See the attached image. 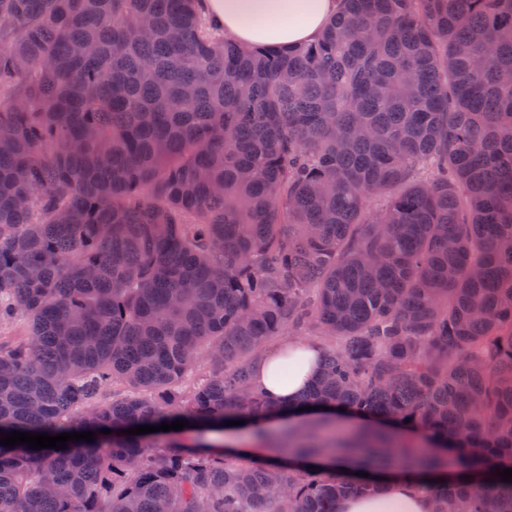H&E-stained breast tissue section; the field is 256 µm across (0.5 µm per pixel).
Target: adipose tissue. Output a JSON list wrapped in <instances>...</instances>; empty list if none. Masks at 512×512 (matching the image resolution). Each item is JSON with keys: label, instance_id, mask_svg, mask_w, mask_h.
<instances>
[{"label": "adipose tissue", "instance_id": "1", "mask_svg": "<svg viewBox=\"0 0 512 512\" xmlns=\"http://www.w3.org/2000/svg\"><path fill=\"white\" fill-rule=\"evenodd\" d=\"M341 7L342 0H202L200 5L225 36L250 47L315 42ZM321 356L317 342H283L258 359L253 380L298 420H315L322 408L302 410L300 398L318 376ZM339 512H433V503L424 480L404 474L385 477L378 490L343 498Z\"/></svg>", "mask_w": 512, "mask_h": 512}]
</instances>
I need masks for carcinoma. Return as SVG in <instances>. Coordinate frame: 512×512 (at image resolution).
Here are the masks:
<instances>
[{
    "instance_id": "obj_1",
    "label": "carcinoma",
    "mask_w": 512,
    "mask_h": 512,
    "mask_svg": "<svg viewBox=\"0 0 512 512\" xmlns=\"http://www.w3.org/2000/svg\"><path fill=\"white\" fill-rule=\"evenodd\" d=\"M196 2L0 0V431L96 433L0 445V512H338L369 484L220 452L280 412L252 365L284 335L325 340L301 403L376 422L288 454L512 512V0H344L254 49Z\"/></svg>"
}]
</instances>
